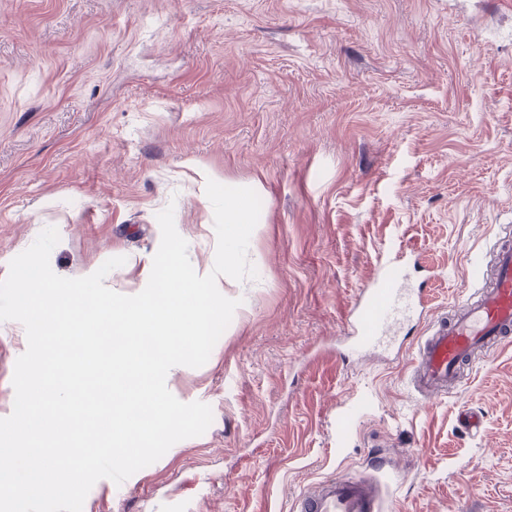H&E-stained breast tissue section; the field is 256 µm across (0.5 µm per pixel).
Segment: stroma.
<instances>
[{
	"label": "stroma",
	"mask_w": 512,
	"mask_h": 512,
	"mask_svg": "<svg viewBox=\"0 0 512 512\" xmlns=\"http://www.w3.org/2000/svg\"><path fill=\"white\" fill-rule=\"evenodd\" d=\"M260 184L258 277L205 365L171 371L204 434L83 512H294L313 483L381 470L390 512H512V346L421 398L400 352L329 355L375 258L419 254L433 316L482 279L512 226V5L502 0H0V281L48 226L52 270L146 285L175 226L214 265L197 172ZM19 322L0 323V415ZM479 413V433L463 412Z\"/></svg>",
	"instance_id": "obj_1"
}]
</instances>
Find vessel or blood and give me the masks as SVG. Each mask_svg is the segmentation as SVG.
<instances>
[{
    "label": "vessel or blood",
    "mask_w": 512,
    "mask_h": 512,
    "mask_svg": "<svg viewBox=\"0 0 512 512\" xmlns=\"http://www.w3.org/2000/svg\"><path fill=\"white\" fill-rule=\"evenodd\" d=\"M426 283L408 287L407 273L396 257L378 259L376 275L363 288L349 316L350 348L363 357L393 347L398 328L412 316L428 313ZM512 344V244H499L490 283L478 286L454 306L448 317L431 325L412 364L415 388L429 395L460 381L461 370L479 355ZM295 512H384L375 475H336L314 483L296 503Z\"/></svg>",
    "instance_id": "obj_1"
}]
</instances>
